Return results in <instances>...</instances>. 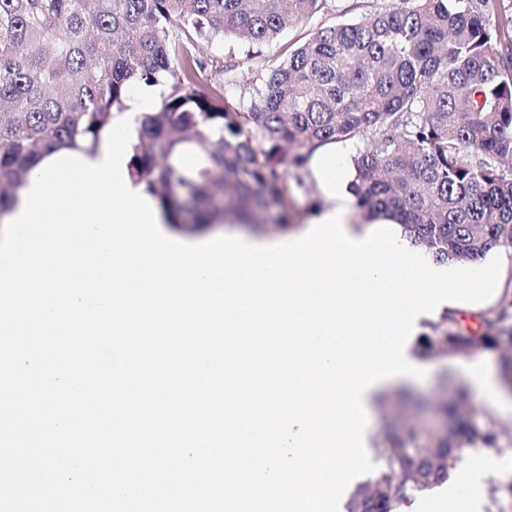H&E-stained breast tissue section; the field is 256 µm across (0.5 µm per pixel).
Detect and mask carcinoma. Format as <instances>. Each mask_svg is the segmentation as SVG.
<instances>
[{
	"label": "carcinoma",
	"instance_id": "1",
	"mask_svg": "<svg viewBox=\"0 0 512 512\" xmlns=\"http://www.w3.org/2000/svg\"><path fill=\"white\" fill-rule=\"evenodd\" d=\"M330 9V0H0V220L40 156L93 151L135 84L162 86L135 116L131 175L166 220L233 216L257 230L271 204L296 227L291 193L310 192L313 154L357 145L349 185L360 213L391 217L436 263L512 251V10L503 0H389L361 20L323 24L257 66L249 106L225 93L234 53L207 86L202 41L245 59ZM474 331L445 309L413 352L448 359L494 350L512 385V272ZM378 462L347 512H401L451 478L461 455L512 454V429L458 390L435 418L383 393ZM487 512H512V478H494Z\"/></svg>",
	"mask_w": 512,
	"mask_h": 512
}]
</instances>
